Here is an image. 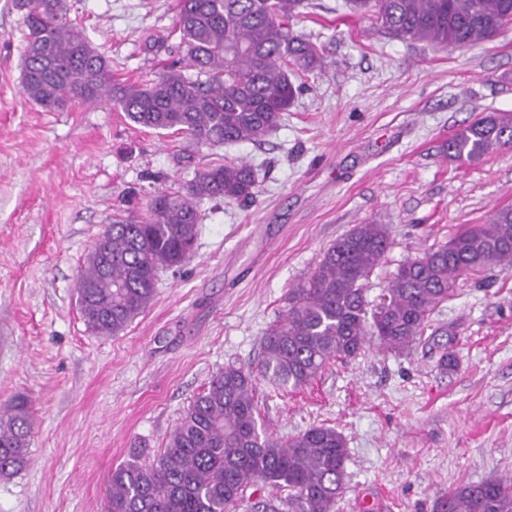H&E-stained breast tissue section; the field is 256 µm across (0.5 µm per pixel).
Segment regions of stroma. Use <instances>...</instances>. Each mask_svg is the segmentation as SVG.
Segmentation results:
<instances>
[{
    "label": "stroma",
    "instance_id": "obj_1",
    "mask_svg": "<svg viewBox=\"0 0 512 512\" xmlns=\"http://www.w3.org/2000/svg\"><path fill=\"white\" fill-rule=\"evenodd\" d=\"M113 81L155 78L178 57L177 0H66ZM294 28L323 65L264 141L192 145L108 104L45 111L21 90L22 15L0 0V404L29 399V460L0 477V512H103L112 470L155 455L225 364L256 366L260 340L336 239L390 234L369 298L406 260L512 207V147L449 158L454 132L512 113V31L471 48L404 40L346 0H305ZM245 161L254 199L203 200L192 257L160 272L151 306L119 335L85 324L76 281L113 214L146 209L209 166ZM456 358L441 367L444 352ZM282 437L336 427L347 443L337 512H434L449 486L512 475V272L462 277L405 354L376 341L309 385L257 381Z\"/></svg>",
    "mask_w": 512,
    "mask_h": 512
}]
</instances>
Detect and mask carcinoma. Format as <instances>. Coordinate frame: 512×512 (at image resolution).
Returning <instances> with one entry per match:
<instances>
[{
  "mask_svg": "<svg viewBox=\"0 0 512 512\" xmlns=\"http://www.w3.org/2000/svg\"><path fill=\"white\" fill-rule=\"evenodd\" d=\"M304 0H178L184 66L147 83H116L108 59L67 19L63 0H15L26 28L22 92L47 110L108 103L136 125L173 130L197 144L256 142L277 125L298 88L291 68L320 65V47L292 28ZM402 39L466 48L512 28V0H349ZM512 145V113H489L448 139V156L478 162ZM244 161L214 165L186 188L160 190L146 213L112 218L77 283L82 316L117 335L151 305L159 272L181 266L195 246L203 199L253 195ZM389 245L380 224H358L288 289V311L261 338L257 370L227 364L189 404L163 453L137 451L112 470L106 512H336L346 488L348 448L336 428L279 437L259 423L260 374L273 385L306 386L332 360L355 357L374 338L400 354L421 342L431 312L458 279L498 266L512 271V208L401 264L378 299L366 284ZM30 402L0 408V476L27 464ZM269 496L246 497L248 488ZM286 495L279 496L277 492ZM435 512H512V477L448 488Z\"/></svg>",
  "mask_w": 512,
  "mask_h": 512,
  "instance_id": "cac0c4a2",
  "label": "carcinoma"
}]
</instances>
